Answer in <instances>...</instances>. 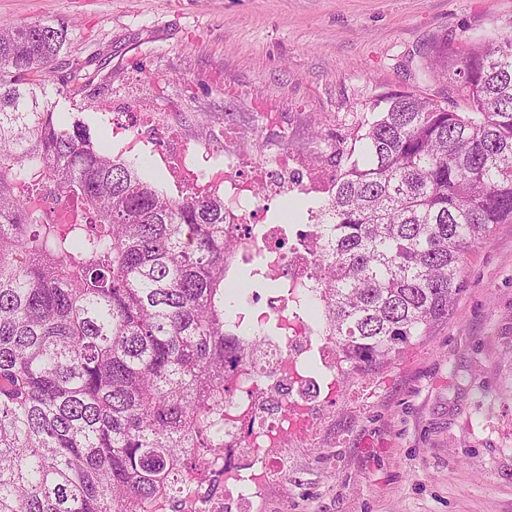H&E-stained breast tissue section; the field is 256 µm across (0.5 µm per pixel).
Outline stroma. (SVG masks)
I'll return each mask as SVG.
<instances>
[{
  "label": "stroma",
  "mask_w": 512,
  "mask_h": 512,
  "mask_svg": "<svg viewBox=\"0 0 512 512\" xmlns=\"http://www.w3.org/2000/svg\"><path fill=\"white\" fill-rule=\"evenodd\" d=\"M70 23L49 84L112 156V119L137 93L177 139L223 158L276 148L260 113L281 112L287 147L309 151L358 130L386 98L414 92L461 106L430 77L438 42L512 24V0H0V20ZM320 196L266 202V221L297 227ZM447 320L386 366L355 374L324 406L314 442L290 451L262 512H512V224L465 264Z\"/></svg>",
  "instance_id": "35a3bbf8"
}]
</instances>
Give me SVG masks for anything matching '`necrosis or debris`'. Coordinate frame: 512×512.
Wrapping results in <instances>:
<instances>
[{
  "mask_svg": "<svg viewBox=\"0 0 512 512\" xmlns=\"http://www.w3.org/2000/svg\"><path fill=\"white\" fill-rule=\"evenodd\" d=\"M112 136L130 150L168 141L159 159L172 165L179 198L223 190L224 234L237 243L229 261L245 255L260 258L279 283L276 295L241 308L245 321L260 327L272 320L276 331L258 346L243 337V356L226 368L223 453L204 460V480L183 484L175 506L158 510L224 512L237 505L262 512L263 490L288 472L289 448L313 437L319 408L335 399L340 363L335 343L316 331L304 307L320 276L325 249L320 213L312 212L310 225L291 232L285 225L265 223L253 198L259 189L268 197L287 191L331 195L341 167L327 162L321 151L288 153L260 163L246 154L228 153L223 163L205 167L198 147L172 139L164 125L135 103L127 116L113 121Z\"/></svg>",
  "mask_w": 512,
  "mask_h": 512,
  "instance_id": "necrosis-or-debris-1",
  "label": "necrosis or debris"
}]
</instances>
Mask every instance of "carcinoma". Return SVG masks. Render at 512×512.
Masks as SVG:
<instances>
[{
  "label": "carcinoma",
  "mask_w": 512,
  "mask_h": 512,
  "mask_svg": "<svg viewBox=\"0 0 512 512\" xmlns=\"http://www.w3.org/2000/svg\"><path fill=\"white\" fill-rule=\"evenodd\" d=\"M68 35L0 21V512H156L223 451L234 241L223 197H170L61 119L43 77ZM431 53L468 111L390 97L322 206L313 300L356 370L448 318L471 249L512 223V26Z\"/></svg>",
  "instance_id": "obj_1"
}]
</instances>
